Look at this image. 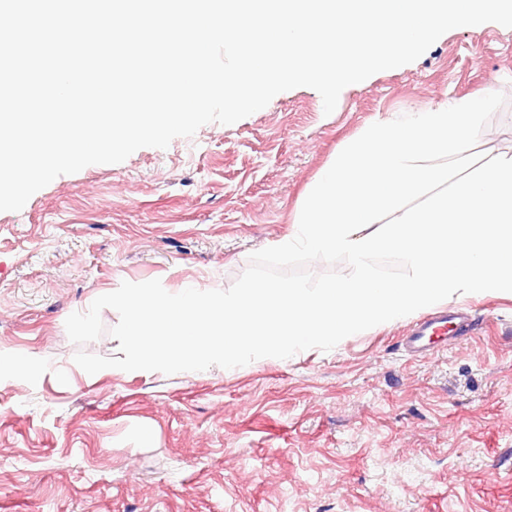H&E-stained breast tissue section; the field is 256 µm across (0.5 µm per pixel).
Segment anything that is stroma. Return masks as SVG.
Listing matches in <instances>:
<instances>
[{"label":"stroma","mask_w":512,"mask_h":512,"mask_svg":"<svg viewBox=\"0 0 512 512\" xmlns=\"http://www.w3.org/2000/svg\"><path fill=\"white\" fill-rule=\"evenodd\" d=\"M503 93L476 146L512 147V28L443 34L345 87H297L232 125L58 176L0 212V512H512V296H454L481 327L405 355L412 317L330 351L166 375L107 368L65 320L122 282L225 289L375 117Z\"/></svg>","instance_id":"stroma-1"}]
</instances>
